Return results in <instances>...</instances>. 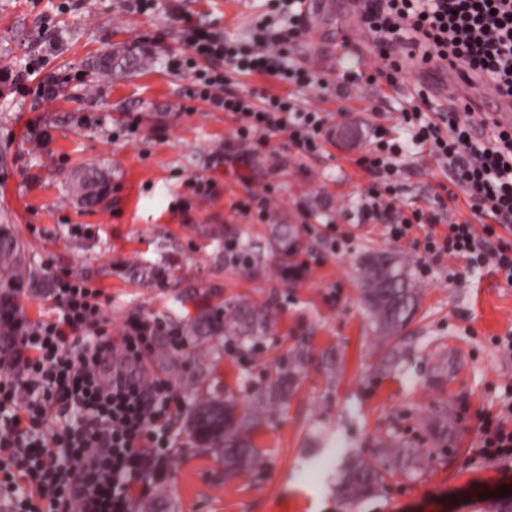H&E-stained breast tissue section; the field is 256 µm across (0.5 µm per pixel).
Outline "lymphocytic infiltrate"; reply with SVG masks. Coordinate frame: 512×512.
Listing matches in <instances>:
<instances>
[{
  "label": "lymphocytic infiltrate",
  "mask_w": 512,
  "mask_h": 512,
  "mask_svg": "<svg viewBox=\"0 0 512 512\" xmlns=\"http://www.w3.org/2000/svg\"><path fill=\"white\" fill-rule=\"evenodd\" d=\"M380 61L374 73L398 83L409 69H452L468 94L425 118L428 92L405 113L414 138L446 165L454 184L473 201L490 224L449 225L442 238L427 237L426 254L460 255L472 265H489L512 282V245L496 228L512 224V126L478 115L477 98L486 85L512 98V0H364L359 12ZM189 53L173 68L195 71L198 97L240 123L236 141L215 155L222 162L239 144L288 135L298 153L316 152L326 123L318 110L267 92L259 99L224 90V68L256 73L300 88L325 92L329 81L307 64L288 59L285 44L306 36L305 28L270 31L257 21L245 43L225 41L220 29L186 23ZM400 145L374 135L360 159L374 177L364 220L375 221L394 209L393 180ZM60 315L53 323H12L13 375L0 376V468L15 474L0 483L11 512H129L137 478L157 462L147 445L151 431L167 415V381L140 373H99L103 354L122 351L140 366L155 327L141 318L127 322L120 343H113L97 293L84 283L58 281Z\"/></svg>",
  "instance_id": "1"
}]
</instances>
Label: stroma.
<instances>
[{
  "label": "stroma",
  "mask_w": 512,
  "mask_h": 512,
  "mask_svg": "<svg viewBox=\"0 0 512 512\" xmlns=\"http://www.w3.org/2000/svg\"><path fill=\"white\" fill-rule=\"evenodd\" d=\"M351 3L320 0L318 14H302L308 38L289 57L325 51L317 71L328 79L372 61V43L355 41L362 25ZM184 12L235 41L253 37L256 18L288 23L276 0H0V224L13 229L39 274L24 281L17 303L30 322L57 319L55 285L66 278L102 291L112 336L133 315L159 324L146 363L174 398L166 457L161 471L142 476L131 512H145L159 485L168 498L154 512H495L512 460L483 457L478 442L482 422L512 402V357L497 345L512 337V283L486 266L429 258L423 229L395 240L385 221L362 218L371 179L359 160L382 125L404 148L395 177L403 214L423 209L442 224L486 223L402 119L418 85L437 83L439 73L324 98L230 74V91L289 94L330 118L318 154H296L278 133L216 165L236 122L193 96L190 71L168 67L187 51ZM30 63L54 77L52 104L37 103L35 82H15ZM87 169L106 183L93 203L75 186ZM194 178L209 182L208 198L193 194ZM268 180V216L240 213L238 201ZM281 224L293 225L299 244L289 264L275 242ZM229 240L246 247L248 263L229 261ZM375 253L406 262L420 293L389 341L373 330L361 299L362 264ZM238 298L272 313L249 355L224 337L194 333L200 313ZM295 348L305 352L297 391L265 414L256 467L228 473L222 458L196 448L186 426L199 389H233L240 411H253ZM393 352L400 367L381 370ZM391 435L417 448L419 467L343 506L335 477L345 450L387 469L378 442Z\"/></svg>",
  "instance_id": "1"
}]
</instances>
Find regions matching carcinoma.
Returning a JSON list of instances; mask_svg holds the SVG:
<instances>
[{
    "mask_svg": "<svg viewBox=\"0 0 512 512\" xmlns=\"http://www.w3.org/2000/svg\"><path fill=\"white\" fill-rule=\"evenodd\" d=\"M28 277L34 278L36 273L25 264L12 230L5 224L0 227V287ZM361 285L362 299L375 330L382 339L394 338L410 319L419 299V289L408 265L388 254H374L363 264ZM271 321L267 307L240 299L220 313L210 310L200 315L195 330L199 336L225 335L242 349L251 350L265 335ZM302 358L300 349L288 355V363L270 378L251 414H237V399L230 390L222 396L215 391L202 392V398L188 414L189 427L208 449L224 456L227 471L243 472L256 466L258 451L252 436L265 414V402L283 401L293 392ZM380 448L393 461L387 470L371 466L356 452L347 454L336 473V492L344 503L375 495L385 485L387 476L420 463L417 449L403 441L382 440Z\"/></svg>",
    "mask_w": 512,
    "mask_h": 512,
    "instance_id": "carcinoma-1",
    "label": "carcinoma"
}]
</instances>
